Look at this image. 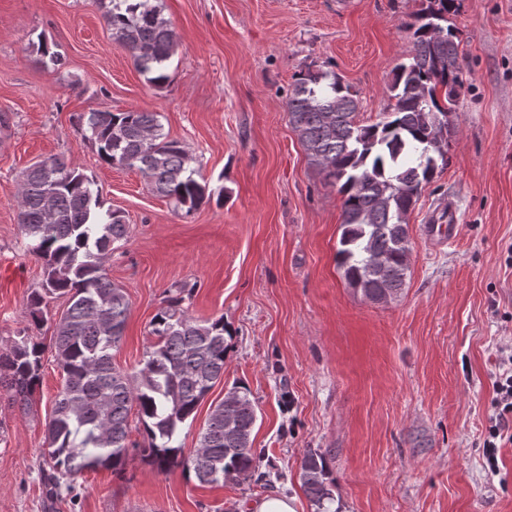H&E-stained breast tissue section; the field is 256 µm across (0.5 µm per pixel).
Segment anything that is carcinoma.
I'll return each instance as SVG.
<instances>
[{
	"label": "carcinoma",
	"mask_w": 512,
	"mask_h": 512,
	"mask_svg": "<svg viewBox=\"0 0 512 512\" xmlns=\"http://www.w3.org/2000/svg\"><path fill=\"white\" fill-rule=\"evenodd\" d=\"M427 2L413 24L411 61L397 67L388 87L394 104L384 120L357 124L358 92L333 71L299 72L288 95V121L310 164L342 197L336 266L373 303H386L405 287L410 240L398 212L447 166L455 126L435 128L431 117L452 114L465 86L459 42L448 25L456 0ZM105 20L147 82L165 84L175 35L153 0H110ZM83 126L102 163L137 171L153 193L189 211L210 199L192 155L162 132L157 113L99 110L83 116ZM18 221L44 262L42 291L27 299L32 323L49 321L45 297H68L51 336L64 384L46 424L48 481L71 492L87 470L123 471L134 406L150 439L141 453L158 470L180 467L202 485L247 478L260 456L251 439L256 406L245 384L228 389L211 410L193 454L184 455L175 441L179 426L224 377V317L200 322L182 308L183 296L167 298L150 322L157 341L129 375L112 363L129 299L105 269L112 245L128 234L122 212L105 206L93 177L50 156L23 174ZM42 352L22 336L0 353V389L24 406L40 380ZM301 479L315 512H330L326 454L308 452Z\"/></svg>",
	"instance_id": "carcinoma-1"
}]
</instances>
